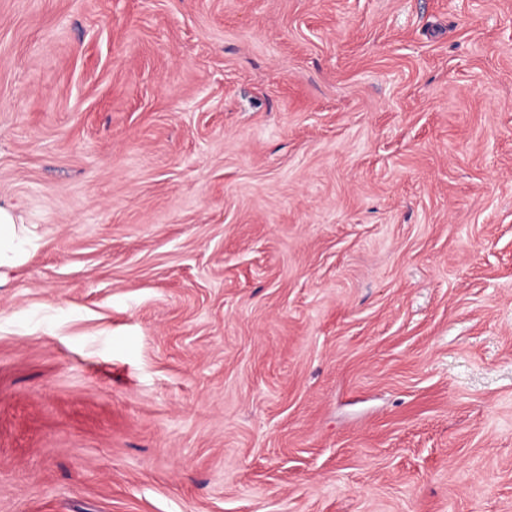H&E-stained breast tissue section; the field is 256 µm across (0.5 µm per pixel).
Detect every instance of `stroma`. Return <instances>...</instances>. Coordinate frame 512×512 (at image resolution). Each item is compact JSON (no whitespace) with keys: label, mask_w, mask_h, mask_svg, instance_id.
<instances>
[{"label":"stroma","mask_w":512,"mask_h":512,"mask_svg":"<svg viewBox=\"0 0 512 512\" xmlns=\"http://www.w3.org/2000/svg\"><path fill=\"white\" fill-rule=\"evenodd\" d=\"M0 512H512V0H0Z\"/></svg>","instance_id":"1"}]
</instances>
